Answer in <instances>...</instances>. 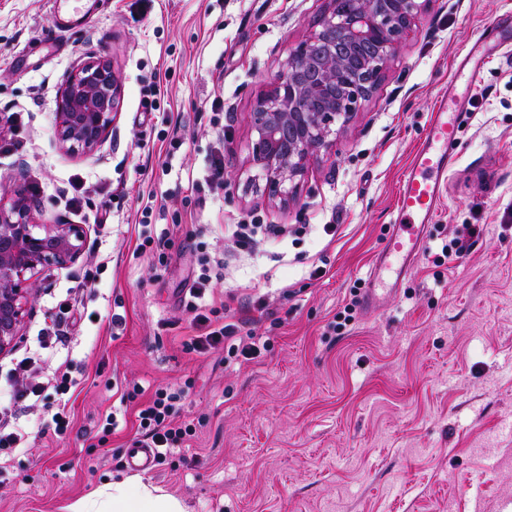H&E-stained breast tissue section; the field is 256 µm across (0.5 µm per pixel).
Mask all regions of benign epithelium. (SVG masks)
<instances>
[{
  "instance_id": "benign-epithelium-1",
  "label": "benign epithelium",
  "mask_w": 512,
  "mask_h": 512,
  "mask_svg": "<svg viewBox=\"0 0 512 512\" xmlns=\"http://www.w3.org/2000/svg\"><path fill=\"white\" fill-rule=\"evenodd\" d=\"M320 30L298 43L281 72L255 100L250 124L252 160L277 189L328 142L332 126L346 125L421 12V0H329ZM121 84L113 65L91 58L63 83L55 127L62 147L94 152L112 132ZM83 228L59 220L35 224L23 197L0 201V356L17 343L35 274L76 262Z\"/></svg>"
}]
</instances>
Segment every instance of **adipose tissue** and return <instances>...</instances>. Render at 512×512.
<instances>
[{"instance_id":"adipose-tissue-1","label":"adipose tissue","mask_w":512,"mask_h":512,"mask_svg":"<svg viewBox=\"0 0 512 512\" xmlns=\"http://www.w3.org/2000/svg\"><path fill=\"white\" fill-rule=\"evenodd\" d=\"M71 512H187L184 503L163 489L128 478L83 496Z\"/></svg>"}]
</instances>
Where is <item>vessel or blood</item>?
Returning a JSON list of instances; mask_svg holds the SVG:
<instances>
[{
  "mask_svg": "<svg viewBox=\"0 0 512 512\" xmlns=\"http://www.w3.org/2000/svg\"><path fill=\"white\" fill-rule=\"evenodd\" d=\"M510 46L512 13L506 14L495 28L483 29L466 50L459 68L469 83H476L491 51ZM467 109L466 96L453 84L434 106L426 135L400 181L392 230L372 263L370 274L374 286L367 293V305L373 306L379 301L380 286L396 287L409 262L421 253L426 228L442 204L448 170L457 156L459 120ZM125 455L133 469L146 471L154 467L153 449L141 444L131 443Z\"/></svg>",
  "mask_w": 512,
  "mask_h": 512,
  "instance_id": "vessel-or-blood-1",
  "label": "vessel or blood"
}]
</instances>
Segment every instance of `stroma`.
I'll use <instances>...</instances> for the list:
<instances>
[{
  "instance_id": "35a3bbf8",
  "label": "stroma",
  "mask_w": 512,
  "mask_h": 512,
  "mask_svg": "<svg viewBox=\"0 0 512 512\" xmlns=\"http://www.w3.org/2000/svg\"><path fill=\"white\" fill-rule=\"evenodd\" d=\"M327 5L80 0L82 25L51 44L49 0H0V198L23 190L36 223L85 230L75 263L37 274L18 345L0 356L5 402L12 362L39 350L59 300L74 304L71 342L41 372L64 363L79 379L71 427L44 428L38 405L21 416L28 450L0 467V512H70L133 476L189 512H512V54L469 90L444 200L399 288L330 328L370 286L462 49L512 0H427L377 89L275 193L252 162L249 112ZM91 56L112 61L122 96L111 136L84 154L61 146L54 118L67 73ZM251 220L276 235L234 243L226 226ZM465 224L468 252L436 262ZM203 258L224 264L209 309L263 337L257 359L183 349L195 331L181 299ZM167 385L187 386L180 418L197 434L172 465L133 472L137 405L122 396Z\"/></svg>"
}]
</instances>
